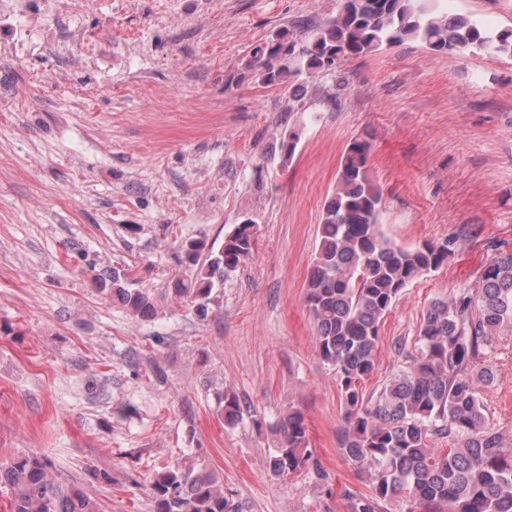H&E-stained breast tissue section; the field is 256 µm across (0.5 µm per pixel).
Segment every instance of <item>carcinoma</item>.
<instances>
[{"instance_id": "cac0c4a2", "label": "carcinoma", "mask_w": 512, "mask_h": 512, "mask_svg": "<svg viewBox=\"0 0 512 512\" xmlns=\"http://www.w3.org/2000/svg\"><path fill=\"white\" fill-rule=\"evenodd\" d=\"M437 2L341 0L336 15L309 30L301 46L277 30L252 49L253 62L263 83L286 87L304 70L312 78L331 74L350 59L409 40L438 55L469 50L512 57V29L450 17ZM368 153L366 143L355 141L340 160L305 292L316 352L339 378L345 407L340 452L369 478L370 493L350 497L349 512H381L384 502L404 493L423 512H512V448L487 427L479 386L492 374L477 367L490 337L512 326V251L495 253L474 291L432 302L410 365L364 397L361 383L375 370L382 319L409 284L441 268L451 253L446 241L402 247L384 235L383 198L368 174ZM255 235L247 221L217 250L203 238L181 242L187 277L173 280L170 292L207 319L214 289L253 254ZM96 282L130 315L156 316L154 297L134 287L129 272L102 270ZM241 417L237 397L224 394V423ZM278 432L271 473L284 477L308 467L313 453L303 413L289 410ZM0 490L9 512H103L82 483L60 481L50 460L33 452L0 460ZM151 494L153 512H244L224 494L220 476L205 468H168L154 478Z\"/></svg>"}]
</instances>
